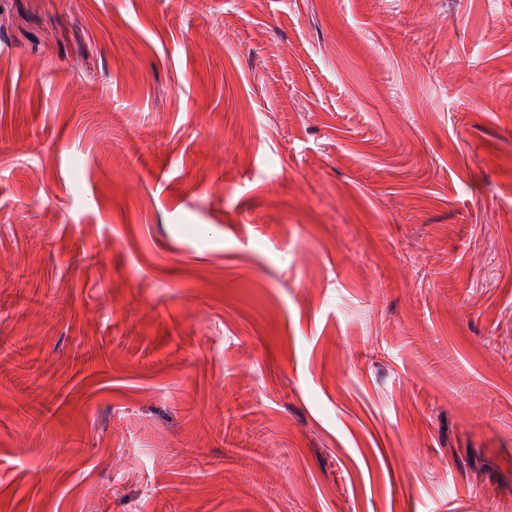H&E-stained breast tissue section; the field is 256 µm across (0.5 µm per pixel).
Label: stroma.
<instances>
[{
	"label": "stroma",
	"instance_id": "35a3bbf8",
	"mask_svg": "<svg viewBox=\"0 0 512 512\" xmlns=\"http://www.w3.org/2000/svg\"><path fill=\"white\" fill-rule=\"evenodd\" d=\"M4 24L0 512H512V0Z\"/></svg>",
	"mask_w": 512,
	"mask_h": 512
}]
</instances>
